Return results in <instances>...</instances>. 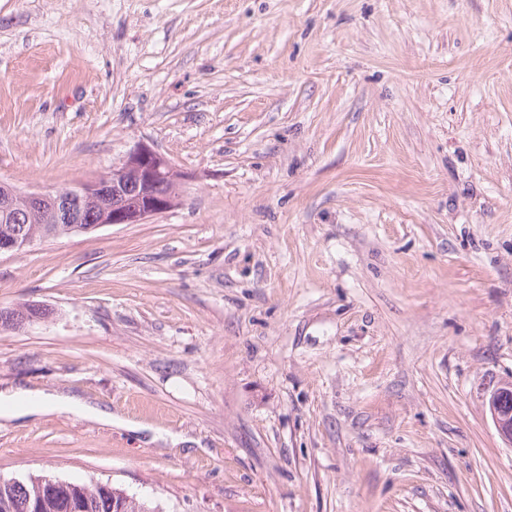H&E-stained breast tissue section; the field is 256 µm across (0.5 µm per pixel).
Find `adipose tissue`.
Returning a JSON list of instances; mask_svg holds the SVG:
<instances>
[{
	"mask_svg": "<svg viewBox=\"0 0 512 512\" xmlns=\"http://www.w3.org/2000/svg\"><path fill=\"white\" fill-rule=\"evenodd\" d=\"M60 408L84 419L105 424L112 421L111 413L92 407L76 396L46 395L29 390L0 393V414L7 418L46 414Z\"/></svg>",
	"mask_w": 512,
	"mask_h": 512,
	"instance_id": "1",
	"label": "adipose tissue"
}]
</instances>
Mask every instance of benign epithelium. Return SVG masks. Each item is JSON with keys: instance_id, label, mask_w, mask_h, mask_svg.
Masks as SVG:
<instances>
[{"instance_id": "1", "label": "benign epithelium", "mask_w": 512, "mask_h": 512, "mask_svg": "<svg viewBox=\"0 0 512 512\" xmlns=\"http://www.w3.org/2000/svg\"><path fill=\"white\" fill-rule=\"evenodd\" d=\"M163 177L175 184L183 179L166 157L147 145H137L111 172L66 190L22 193L1 185L0 214L15 224H72L82 233L109 224H144L177 201L174 187L166 194L154 192ZM34 242L33 236L16 235L0 241V253L21 251ZM484 404L497 432L512 447V380L493 387Z\"/></svg>"}]
</instances>
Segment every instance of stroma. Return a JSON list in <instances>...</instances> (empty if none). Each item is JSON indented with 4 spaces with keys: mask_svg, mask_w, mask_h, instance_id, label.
I'll list each match as a JSON object with an SVG mask.
<instances>
[{
    "mask_svg": "<svg viewBox=\"0 0 512 512\" xmlns=\"http://www.w3.org/2000/svg\"><path fill=\"white\" fill-rule=\"evenodd\" d=\"M145 224L0 256V478L163 512H512V0H0V182L139 144ZM484 404L497 432L512 447V380H503L493 387ZM59 408H65L80 418L112 426V413L92 407L76 396L45 395L29 390H17L6 394L0 392V415L6 418L46 414Z\"/></svg>",
    "mask_w": 512,
    "mask_h": 512,
    "instance_id": "stroma-1",
    "label": "stroma"
}]
</instances>
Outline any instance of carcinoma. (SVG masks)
<instances>
[{
	"instance_id": "obj_1",
	"label": "carcinoma",
	"mask_w": 512,
	"mask_h": 512,
	"mask_svg": "<svg viewBox=\"0 0 512 512\" xmlns=\"http://www.w3.org/2000/svg\"><path fill=\"white\" fill-rule=\"evenodd\" d=\"M26 228L40 239L70 235L65 224H28ZM55 484L57 487L46 492L39 476L17 482L12 478L0 479V512H32L30 505L35 502L43 503L42 512H68L76 502L80 503L79 512H117L114 504L118 502L122 503L123 512H160L158 507L137 498L120 500L121 490L105 483L83 484L79 490L63 480Z\"/></svg>"
}]
</instances>
